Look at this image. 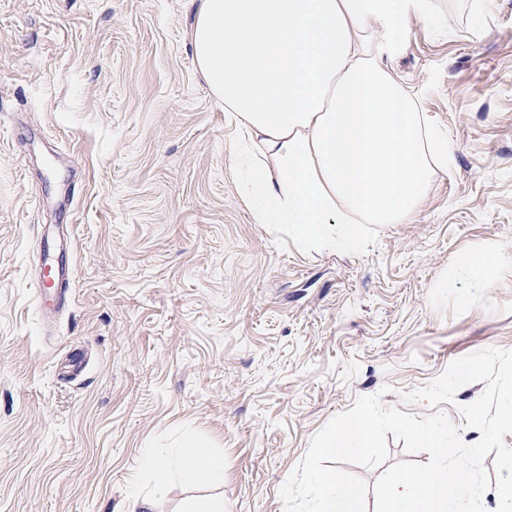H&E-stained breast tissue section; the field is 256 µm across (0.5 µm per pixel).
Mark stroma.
<instances>
[{"label": "stroma", "instance_id": "obj_1", "mask_svg": "<svg viewBox=\"0 0 512 512\" xmlns=\"http://www.w3.org/2000/svg\"><path fill=\"white\" fill-rule=\"evenodd\" d=\"M388 66L448 138L447 170L357 253L255 221L238 131L196 70L194 0H0V512H132L146 448L193 432L224 480L158 512H284L312 436L356 397L406 402L512 350V0H435ZM72 270L40 307L43 258ZM81 368H74V361ZM504 263H507L510 267L511 253L506 255L499 251L493 258L481 257L468 260V266L470 267L474 277L482 280H488L490 272L496 267L503 266Z\"/></svg>", "mask_w": 512, "mask_h": 512}]
</instances>
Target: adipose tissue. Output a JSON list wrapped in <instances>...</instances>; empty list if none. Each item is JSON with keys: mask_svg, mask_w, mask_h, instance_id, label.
I'll return each mask as SVG.
<instances>
[{"mask_svg": "<svg viewBox=\"0 0 512 512\" xmlns=\"http://www.w3.org/2000/svg\"><path fill=\"white\" fill-rule=\"evenodd\" d=\"M433 18L432 0H198L193 61L254 160L258 223L355 253L366 225L419 211L448 144L387 61L410 21ZM142 465L154 491L138 512H154L170 479L224 477L223 458L191 437L174 456L148 449Z\"/></svg>", "mask_w": 512, "mask_h": 512, "instance_id": "adipose-tissue-1", "label": "adipose tissue"}]
</instances>
